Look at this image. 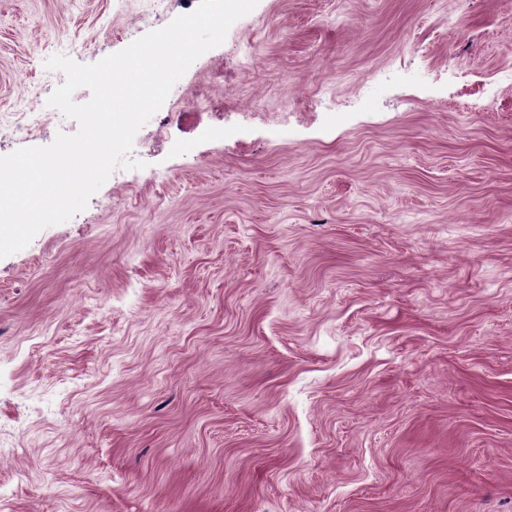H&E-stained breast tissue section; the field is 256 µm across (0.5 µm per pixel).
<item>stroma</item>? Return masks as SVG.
Listing matches in <instances>:
<instances>
[{
  "instance_id": "obj_1",
  "label": "stroma",
  "mask_w": 512,
  "mask_h": 512,
  "mask_svg": "<svg viewBox=\"0 0 512 512\" xmlns=\"http://www.w3.org/2000/svg\"><path fill=\"white\" fill-rule=\"evenodd\" d=\"M0 0V117L199 0ZM0 258V512H512V0H259Z\"/></svg>"
}]
</instances>
